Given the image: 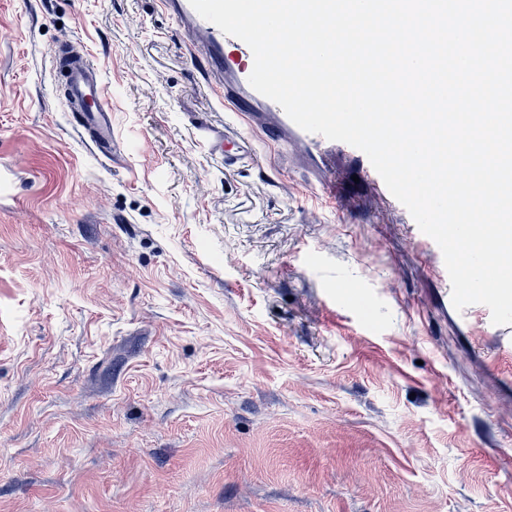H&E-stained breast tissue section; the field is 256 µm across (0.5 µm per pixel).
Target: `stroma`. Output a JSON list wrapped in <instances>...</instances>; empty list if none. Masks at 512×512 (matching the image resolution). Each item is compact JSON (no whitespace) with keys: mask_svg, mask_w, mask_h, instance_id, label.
I'll return each instance as SVG.
<instances>
[{"mask_svg":"<svg viewBox=\"0 0 512 512\" xmlns=\"http://www.w3.org/2000/svg\"><path fill=\"white\" fill-rule=\"evenodd\" d=\"M218 83L161 0H0V512H512V325L358 159L213 156ZM56 69L65 80L73 128L91 135L96 145L108 152L112 142V108L105 96L99 67L82 52L61 58Z\"/></svg>","mask_w":512,"mask_h":512,"instance_id":"1","label":"stroma"}]
</instances>
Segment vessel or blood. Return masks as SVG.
Returning <instances> with one entry per match:
<instances>
[{"label":"vessel or blood","mask_w":512,"mask_h":512,"mask_svg":"<svg viewBox=\"0 0 512 512\" xmlns=\"http://www.w3.org/2000/svg\"><path fill=\"white\" fill-rule=\"evenodd\" d=\"M162 4L220 76L218 95L225 108L243 122L234 135L209 139L208 148L213 154L221 156L225 164L237 163L248 149L250 132L256 129L282 147L287 146L290 137L299 136L315 150H335V141L303 131L280 105L251 87L248 77L253 68V54L245 42L203 19L190 0H162ZM56 68L65 80L66 103L75 129L91 135L100 149H109L112 109L105 96L99 67L81 53L61 58Z\"/></svg>","instance_id":"b4317fda"}]
</instances>
